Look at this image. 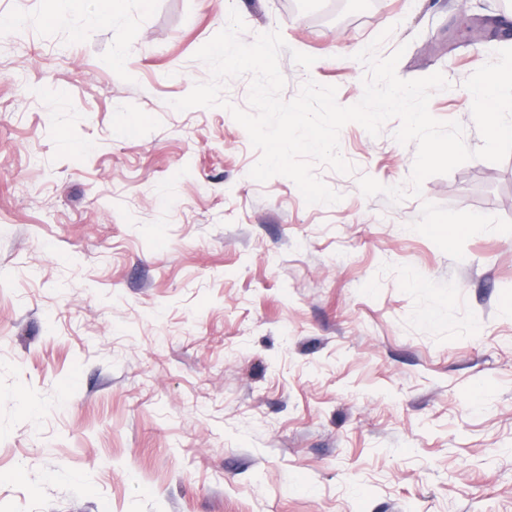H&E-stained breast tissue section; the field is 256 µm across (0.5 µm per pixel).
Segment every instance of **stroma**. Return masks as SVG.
<instances>
[{
    "label": "stroma",
    "instance_id": "stroma-1",
    "mask_svg": "<svg viewBox=\"0 0 512 512\" xmlns=\"http://www.w3.org/2000/svg\"><path fill=\"white\" fill-rule=\"evenodd\" d=\"M360 2L85 0L50 26L0 0V512H512V156L394 203L358 178L406 183L415 144L350 122L354 173L314 168L342 199L310 205L249 176L250 76L172 106L234 7L244 42L280 30L284 99L310 78L357 103L383 32L479 148L464 82L512 8Z\"/></svg>",
    "mask_w": 512,
    "mask_h": 512
}]
</instances>
